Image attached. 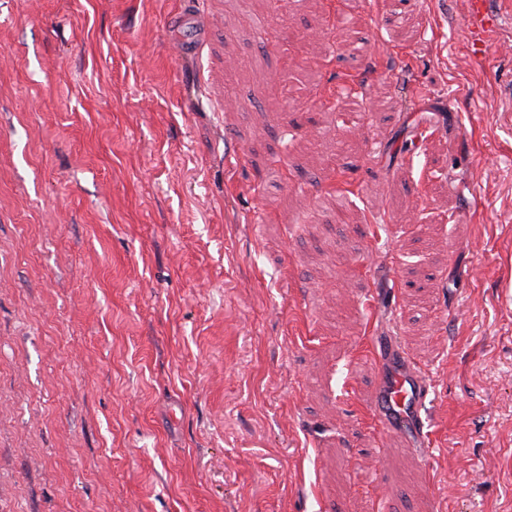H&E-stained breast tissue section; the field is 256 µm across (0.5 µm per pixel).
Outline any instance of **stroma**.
<instances>
[{
  "instance_id": "stroma-1",
  "label": "stroma",
  "mask_w": 512,
  "mask_h": 512,
  "mask_svg": "<svg viewBox=\"0 0 512 512\" xmlns=\"http://www.w3.org/2000/svg\"><path fill=\"white\" fill-rule=\"evenodd\" d=\"M466 7L0 0V512H512V22L478 58ZM375 353L389 360L388 368L380 373L372 409L383 431L391 438L405 441L422 440L424 422L421 412L429 395V384L411 362L399 353L391 337L377 336Z\"/></svg>"
}]
</instances>
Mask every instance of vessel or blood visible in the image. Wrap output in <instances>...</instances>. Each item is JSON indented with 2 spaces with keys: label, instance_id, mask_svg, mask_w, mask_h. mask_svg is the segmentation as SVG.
<instances>
[{
  "label": "vessel or blood",
  "instance_id": "vessel-or-blood-1",
  "mask_svg": "<svg viewBox=\"0 0 512 512\" xmlns=\"http://www.w3.org/2000/svg\"><path fill=\"white\" fill-rule=\"evenodd\" d=\"M500 15L491 10L488 0H468L463 26L472 53L484 56L489 36L497 30ZM373 349L388 361L380 374L372 409L383 431L406 442L424 439L421 412L429 395V385L411 362L399 353L389 337H376Z\"/></svg>",
  "mask_w": 512,
  "mask_h": 512
}]
</instances>
